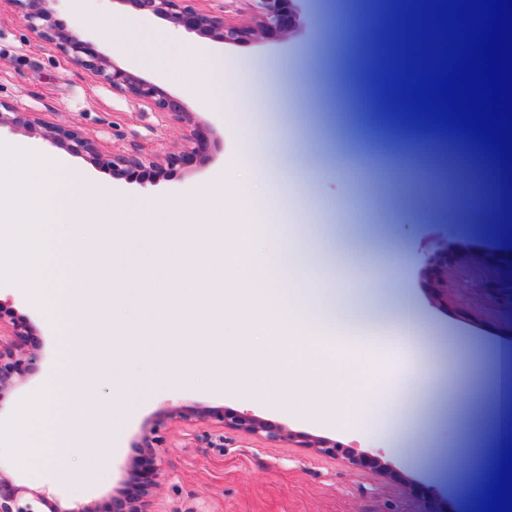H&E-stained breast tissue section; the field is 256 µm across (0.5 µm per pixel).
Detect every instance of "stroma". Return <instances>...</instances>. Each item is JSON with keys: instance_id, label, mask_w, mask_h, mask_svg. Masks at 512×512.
<instances>
[{"instance_id": "35a3bbf8", "label": "stroma", "mask_w": 512, "mask_h": 512, "mask_svg": "<svg viewBox=\"0 0 512 512\" xmlns=\"http://www.w3.org/2000/svg\"><path fill=\"white\" fill-rule=\"evenodd\" d=\"M367 35L357 0H320L307 39L297 36L247 43H217L196 33L179 31L178 42L227 58L253 60L258 71L281 89L266 98L261 87L252 97L235 90L225 95L220 111H203L200 102L158 70L142 69L144 78L181 99L187 112L205 124L208 147L201 160L175 166L154 181L141 185L110 168L97 166L84 154L65 153L66 162L87 178L111 187L114 197L134 201L143 197L175 200L199 191L215 175L231 172L262 136L231 135L233 112H266L280 142L279 160L288 171L278 209L285 224H319L337 235H371L372 225L353 224V213L373 207L372 188L382 184L386 207L407 199L405 222L387 227L386 237L373 249L387 257L382 270L342 272L333 267L320 275L325 288H370L390 298L407 295L425 326L420 358L428 367L444 366L448 381L463 380L469 395L462 405L465 424L448 432V414L426 402L412 406L409 421L429 424L427 443L409 448L395 440L357 437L348 427H334L280 413L263 401H242L213 392L203 383L175 388L162 386L157 374L134 375V399L117 413L118 425L105 435L100 462L104 481L83 494L109 512L112 490L124 478L132 458L146 459L135 442L146 422L166 406L228 407L248 411L272 423L306 431L358 447L380 456L391 475L383 479L369 468L353 467L343 458L311 454L304 448L270 444L231 430L206 424L185 425L167 432L165 477L153 501L154 512H476L479 484L487 482L493 466L485 459L498 440L512 433V419L496 426L488 420L487 405H501L502 380L476 370L467 352L448 346L444 358L433 353L435 333L470 336L481 347L498 350L512 339V262L486 253H467L459 261L454 302L448 310L430 311L423 289L414 287L410 272L399 271L395 257L403 252L419 256L438 238H452L460 226L483 210L476 197L477 182L463 186L474 201L458 212V224H440L441 199L428 162L415 159L395 137L384 135L364 99L354 71L358 43ZM308 44L314 67L297 55ZM0 102L21 112H35L53 125L73 127L91 140L99 152L136 153L156 160L182 150L190 128L152 104L112 91L91 71L74 64L54 44L30 30L21 17L0 0ZM349 143L347 166L331 164L337 137ZM0 309L27 317L37 330L40 367L13 391L8 407L38 388L54 368L55 330L41 310L23 299L8 280L0 281ZM13 451L0 445V470L17 483L39 492L59 506L74 502L65 481H50L13 464Z\"/></svg>"}]
</instances>
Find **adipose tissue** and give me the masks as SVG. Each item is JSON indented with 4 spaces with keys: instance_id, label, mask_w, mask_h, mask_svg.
Wrapping results in <instances>:
<instances>
[{
    "instance_id": "obj_1",
    "label": "adipose tissue",
    "mask_w": 512,
    "mask_h": 512,
    "mask_svg": "<svg viewBox=\"0 0 512 512\" xmlns=\"http://www.w3.org/2000/svg\"><path fill=\"white\" fill-rule=\"evenodd\" d=\"M72 9L87 28L111 32L113 49L135 64L161 61L169 80L207 108H223L230 78L242 75L223 58L180 49L135 9L117 24L93 0H74ZM273 152L269 144L250 150L244 179L219 175L175 201L117 204L109 186L53 153L0 142V194L8 193L16 217L0 224V276L23 284L57 333L52 377L0 425L18 468L66 478L81 492L102 480L93 459L137 365L158 369L170 386L200 376L215 392L364 436L399 432L396 416L430 387L419 361L422 318L404 298L395 310H371L359 289L318 287L321 252L294 242L278 214L260 244L244 242L255 195H273L281 183ZM34 207L43 222L21 237ZM157 251L161 263H146ZM165 277L173 287H161ZM375 327L389 330L402 354L384 401L368 363L346 351ZM78 452L88 464L75 466Z\"/></svg>"
}]
</instances>
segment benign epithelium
I'll use <instances>...</instances> for the list:
<instances>
[{
	"label": "benign epithelium",
	"instance_id": "1",
	"mask_svg": "<svg viewBox=\"0 0 512 512\" xmlns=\"http://www.w3.org/2000/svg\"><path fill=\"white\" fill-rule=\"evenodd\" d=\"M57 0H9L8 5L17 11L28 27L55 44L76 64L100 77L112 90L136 100L152 103L162 112L194 125V132L178 153L166 156L164 162L147 161L135 154H99L92 144L79 133L47 125L32 112H18L0 104V129L8 127L40 128L42 137L51 145L64 148L75 154L86 152L94 156L98 164L123 169L137 176L150 169L163 171V165L177 166L196 157L206 149L207 143L201 135L202 124L193 120L184 110L182 102L166 93L158 84L145 79L139 73L123 68L99 53L83 40L64 28L55 18L53 4ZM120 5H131L145 15L169 22L175 28H183L222 43H246L263 37L274 38L286 31L293 32L296 9L303 7L304 0H253L254 15L251 23H231L222 16L211 15L194 8L190 0H113ZM468 251L461 242L438 240L425 254L414 260L412 269L427 293L429 305L435 309H446L450 305V288L458 257ZM35 328L21 316L0 310V401L5 394L21 385L38 369L39 345L32 341ZM208 421L215 427L230 429L260 441L293 442L308 448L315 454L343 455L349 464L360 467L371 466L385 478L389 470L379 457L356 455L345 451L346 445L325 437L306 432H294L275 426L248 412L222 408L205 409L190 407H168L160 410L155 419L144 425L137 448L150 451L151 468H143L133 459L127 463L124 486L112 491V512H149L151 497L160 486L163 476L162 454L165 438L160 435L163 428L174 424L193 425ZM47 497L17 484L0 472V512H44Z\"/></svg>",
	"mask_w": 512,
	"mask_h": 512
}]
</instances>
